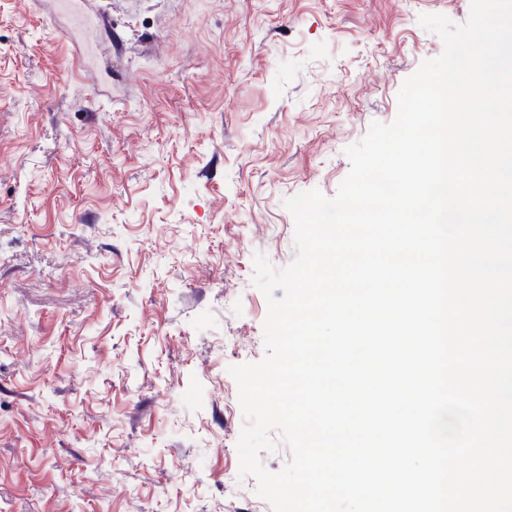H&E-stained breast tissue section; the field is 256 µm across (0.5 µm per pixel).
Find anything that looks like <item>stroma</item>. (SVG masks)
I'll use <instances>...</instances> for the list:
<instances>
[{"label":"stroma","mask_w":512,"mask_h":512,"mask_svg":"<svg viewBox=\"0 0 512 512\" xmlns=\"http://www.w3.org/2000/svg\"><path fill=\"white\" fill-rule=\"evenodd\" d=\"M76 52L0 0V512H273L228 369L266 355L254 256L334 196L470 0H110Z\"/></svg>","instance_id":"obj_1"}]
</instances>
